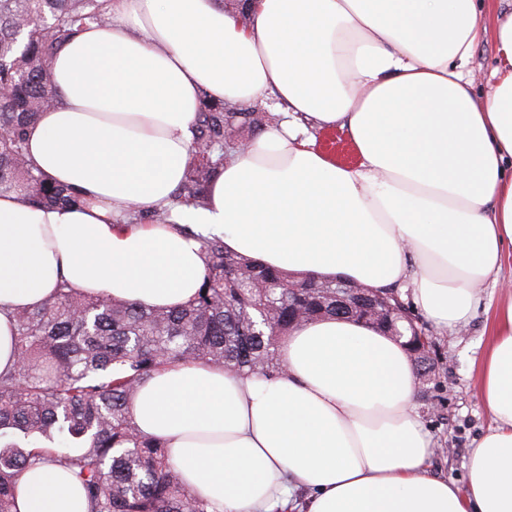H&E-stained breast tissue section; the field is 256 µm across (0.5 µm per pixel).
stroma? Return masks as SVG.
<instances>
[{
  "instance_id": "1",
  "label": "stroma",
  "mask_w": 512,
  "mask_h": 512,
  "mask_svg": "<svg viewBox=\"0 0 512 512\" xmlns=\"http://www.w3.org/2000/svg\"><path fill=\"white\" fill-rule=\"evenodd\" d=\"M317 151L341 166L357 161L347 129L335 126L311 129ZM512 281V270L504 269L499 283H485L481 303L459 331L436 335L435 374L418 378L416 410L438 452L429 463L431 474L457 483L467 480L471 448L492 425L490 414L479 396L477 374L486 349L495 309L503 286Z\"/></svg>"
}]
</instances>
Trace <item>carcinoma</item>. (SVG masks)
I'll list each match as a JSON object with an SVG mask.
<instances>
[{"instance_id":"obj_1","label":"carcinoma","mask_w":512,"mask_h":512,"mask_svg":"<svg viewBox=\"0 0 512 512\" xmlns=\"http://www.w3.org/2000/svg\"><path fill=\"white\" fill-rule=\"evenodd\" d=\"M112 0H0V188L25 189L35 205H77L71 187L35 173L26 130L56 103L48 70L59 47L88 22L105 23ZM267 112H226L203 104L193 124L194 150L179 203L204 208L207 189L224 166L232 137L261 133ZM132 224L169 223V209L129 210ZM206 260L201 287L180 308L154 309L78 293L65 285L36 309L16 313L18 363L0 374V512H16L21 474L40 460L69 468L86 492L88 512H216L193 495L169 461L166 445L141 434L130 413L140 385L155 372L203 362L239 374H278L277 341L295 326L320 318L363 321L336 306V282L263 264L224 248L218 236H198ZM394 313L375 328L403 324L406 339L420 327L396 288ZM427 350L407 343L418 374L429 377ZM49 442L33 447L31 438Z\"/></svg>"}]
</instances>
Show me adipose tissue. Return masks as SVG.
<instances>
[{
  "label": "adipose tissue",
  "instance_id": "obj_1",
  "mask_svg": "<svg viewBox=\"0 0 512 512\" xmlns=\"http://www.w3.org/2000/svg\"><path fill=\"white\" fill-rule=\"evenodd\" d=\"M496 3L492 17L482 0H112L105 25L53 58L58 103L27 133L35 167L82 205L0 191V373L17 362L16 312L60 285L156 309L190 301L203 234L322 280L410 284L434 327L455 331L479 284L512 264V0ZM488 37L496 64L479 97L469 65ZM207 102L277 120L228 153L207 207L174 208ZM310 124L348 128L357 163L314 151ZM133 206L171 207L172 222L129 223ZM490 336L479 394L493 425L463 488L428 471L405 346L345 319L295 327L275 376L155 373L132 417L217 512H512V296ZM15 504L87 512L56 465L27 469Z\"/></svg>",
  "mask_w": 512,
  "mask_h": 512
}]
</instances>
